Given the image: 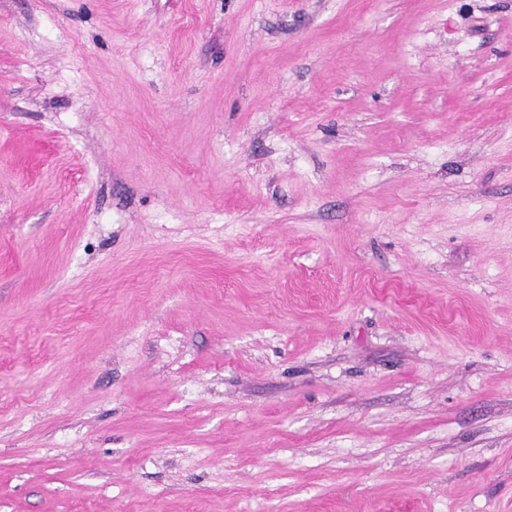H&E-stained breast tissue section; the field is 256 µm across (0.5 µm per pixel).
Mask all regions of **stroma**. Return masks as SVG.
<instances>
[{
  "label": "stroma",
  "instance_id": "obj_1",
  "mask_svg": "<svg viewBox=\"0 0 512 512\" xmlns=\"http://www.w3.org/2000/svg\"><path fill=\"white\" fill-rule=\"evenodd\" d=\"M0 512H512V0H0Z\"/></svg>",
  "mask_w": 512,
  "mask_h": 512
}]
</instances>
